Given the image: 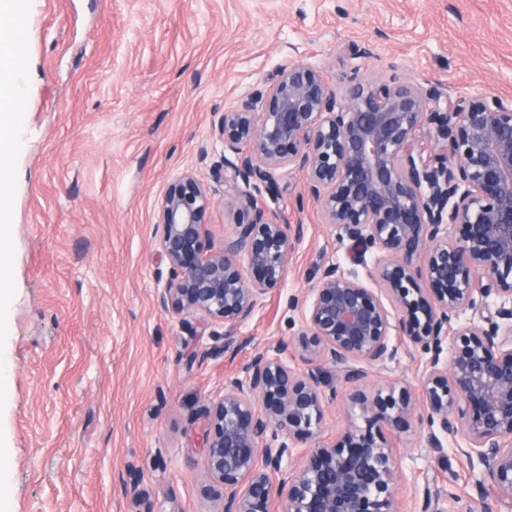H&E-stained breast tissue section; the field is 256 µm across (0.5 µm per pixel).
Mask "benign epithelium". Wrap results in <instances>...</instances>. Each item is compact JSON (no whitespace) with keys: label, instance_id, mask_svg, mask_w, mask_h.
Wrapping results in <instances>:
<instances>
[{"label":"benign epithelium","instance_id":"obj_1","mask_svg":"<svg viewBox=\"0 0 512 512\" xmlns=\"http://www.w3.org/2000/svg\"><path fill=\"white\" fill-rule=\"evenodd\" d=\"M434 98L366 78L338 93L293 58L266 93L240 97L212 126L232 236L211 243L212 202L196 174L167 187L156 246L169 278L157 300L182 320L234 332L285 284L303 226L258 204L284 168L307 173L304 192L348 262L375 260L371 285L327 265L303 301H289L301 312L292 341L250 356L206 408L203 468L224 485L219 512L276 502L283 512H401L404 473L385 431L413 427L432 443L461 438L480 512L512 499V101L465 93L436 112ZM423 125L430 146L416 135ZM395 336L425 356L417 398L394 382L359 389L366 367L397 358ZM328 365L355 386L346 399L364 425L302 448L320 436Z\"/></svg>","mask_w":512,"mask_h":512}]
</instances>
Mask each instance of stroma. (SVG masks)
<instances>
[{
	"label": "stroma",
	"instance_id": "obj_1",
	"mask_svg": "<svg viewBox=\"0 0 512 512\" xmlns=\"http://www.w3.org/2000/svg\"><path fill=\"white\" fill-rule=\"evenodd\" d=\"M9 59L13 127L0 151V512H216L224 487L202 460L203 412L255 352L291 339L328 262H345L299 171L269 201L303 227L284 287L237 335L161 310L168 266L155 246L168 185L192 170L216 200L215 244L234 230L213 170L212 125L302 56L343 90L354 76L432 90L433 107L480 91L512 100V0H23ZM368 42L373 55L354 51ZM419 353L367 369L363 390L417 386ZM405 507L431 492L473 502L454 439L387 433Z\"/></svg>",
	"mask_w": 512,
	"mask_h": 512
}]
</instances>
